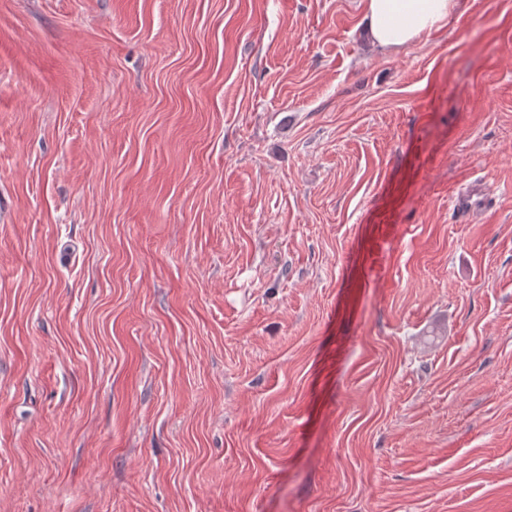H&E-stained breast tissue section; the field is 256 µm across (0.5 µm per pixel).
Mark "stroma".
Instances as JSON below:
<instances>
[{
	"instance_id": "obj_1",
	"label": "stroma",
	"mask_w": 512,
	"mask_h": 512,
	"mask_svg": "<svg viewBox=\"0 0 512 512\" xmlns=\"http://www.w3.org/2000/svg\"><path fill=\"white\" fill-rule=\"evenodd\" d=\"M364 27L0 0V512H512V0ZM458 0H364L366 30L373 44L398 50L441 30Z\"/></svg>"
}]
</instances>
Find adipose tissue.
Returning a JSON list of instances; mask_svg holds the SVG:
<instances>
[{
  "mask_svg": "<svg viewBox=\"0 0 512 512\" xmlns=\"http://www.w3.org/2000/svg\"><path fill=\"white\" fill-rule=\"evenodd\" d=\"M457 0H364L366 30L373 44L391 51L441 30Z\"/></svg>",
  "mask_w": 512,
  "mask_h": 512,
  "instance_id": "ef3b65f1",
  "label": "adipose tissue"
}]
</instances>
